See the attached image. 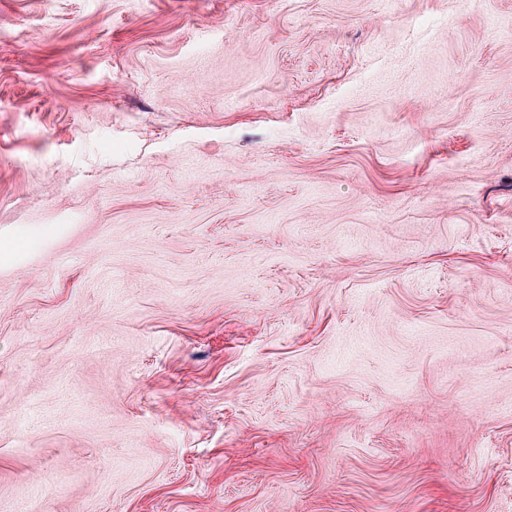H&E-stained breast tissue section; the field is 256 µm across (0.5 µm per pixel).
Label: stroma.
<instances>
[{
    "mask_svg": "<svg viewBox=\"0 0 512 512\" xmlns=\"http://www.w3.org/2000/svg\"><path fill=\"white\" fill-rule=\"evenodd\" d=\"M0 512H512V0H0Z\"/></svg>",
    "mask_w": 512,
    "mask_h": 512,
    "instance_id": "1",
    "label": "stroma"
}]
</instances>
